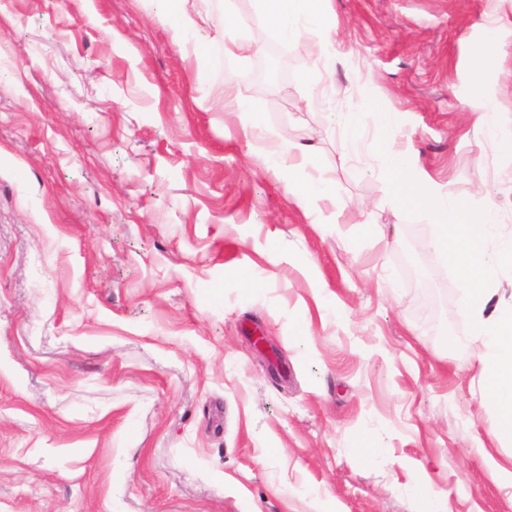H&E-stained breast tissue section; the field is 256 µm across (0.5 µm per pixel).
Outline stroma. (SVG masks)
I'll list each match as a JSON object with an SVG mask.
<instances>
[{"mask_svg":"<svg viewBox=\"0 0 512 512\" xmlns=\"http://www.w3.org/2000/svg\"><path fill=\"white\" fill-rule=\"evenodd\" d=\"M184 8L180 45L159 0H0V512H512L460 261L380 155L512 237V0H324L329 69ZM288 193L299 206H307L315 198L333 195L331 184L326 180H302L288 183Z\"/></svg>","mask_w":512,"mask_h":512,"instance_id":"stroma-1","label":"stroma"}]
</instances>
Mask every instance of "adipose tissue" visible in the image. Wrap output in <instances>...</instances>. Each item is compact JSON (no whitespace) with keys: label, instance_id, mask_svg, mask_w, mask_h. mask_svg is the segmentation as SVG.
I'll use <instances>...</instances> for the list:
<instances>
[{"label":"adipose tissue","instance_id":"ef3b65f1","mask_svg":"<svg viewBox=\"0 0 512 512\" xmlns=\"http://www.w3.org/2000/svg\"><path fill=\"white\" fill-rule=\"evenodd\" d=\"M322 0H267V12L275 23L280 36L290 42L298 40L303 31H318L311 48L324 65H332L336 52L330 32L320 31L323 14ZM411 166V158L404 151H386L385 172L391 177L394 193L406 203L424 204L435 212L440 221L441 233L436 240L439 250H448L451 239H464L468 246L465 277L469 286L472 311V334L482 346L479 355L487 380L488 394L499 408L508 431L512 432V304H504L497 288L488 279V270L512 267V238L500 242L496 249H486L485 244L496 236V226L491 215H484L477 222L465 223L461 211L447 199L427 193L404 179Z\"/></svg>","mask_w":512,"mask_h":512}]
</instances>
